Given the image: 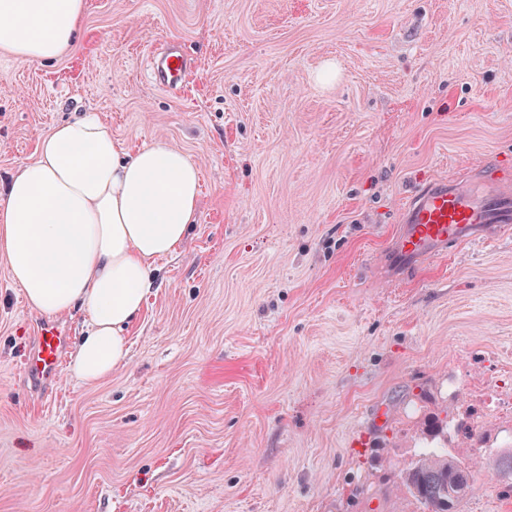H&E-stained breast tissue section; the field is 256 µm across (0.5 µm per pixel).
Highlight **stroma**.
I'll return each mask as SVG.
<instances>
[{
	"label": "stroma",
	"mask_w": 512,
	"mask_h": 512,
	"mask_svg": "<svg viewBox=\"0 0 512 512\" xmlns=\"http://www.w3.org/2000/svg\"><path fill=\"white\" fill-rule=\"evenodd\" d=\"M84 112L183 151L199 209L93 384L23 376L47 317L0 259V512H424L437 446L459 512H512V235L377 266L419 185L512 159V0H86L55 61L0 51V177ZM187 63L176 47L168 48L154 62H149L147 74L150 80L163 88L178 87L184 80ZM402 484L427 512H457L458 504L472 490L473 475L447 448H428L406 472ZM489 464L496 471L501 482L512 490V449L503 448L490 452Z\"/></svg>",
	"instance_id": "stroma-1"
}]
</instances>
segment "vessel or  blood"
<instances>
[{
    "label": "vessel or blood",
    "instance_id": "b4317fda",
    "mask_svg": "<svg viewBox=\"0 0 512 512\" xmlns=\"http://www.w3.org/2000/svg\"><path fill=\"white\" fill-rule=\"evenodd\" d=\"M186 71L183 53L171 47L149 63L147 74L156 85L174 88ZM511 229L512 164L482 163L464 178H441L419 187L402 209L378 266L386 277H398L446 257L452 248L493 242ZM65 344L62 331L45 327L28 377L37 382L55 375Z\"/></svg>",
    "mask_w": 512,
    "mask_h": 512
}]
</instances>
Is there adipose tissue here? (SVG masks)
<instances>
[{
	"mask_svg": "<svg viewBox=\"0 0 512 512\" xmlns=\"http://www.w3.org/2000/svg\"><path fill=\"white\" fill-rule=\"evenodd\" d=\"M85 0H0V49L51 61L75 40ZM199 169L158 142L129 152L96 113L56 126L35 161L0 188V258L30 308L79 307L88 328L69 372L86 383L128 356L126 330L153 287V263L174 254L199 207Z\"/></svg>",
	"mask_w": 512,
	"mask_h": 512,
	"instance_id": "obj_1",
	"label": "adipose tissue"
}]
</instances>
